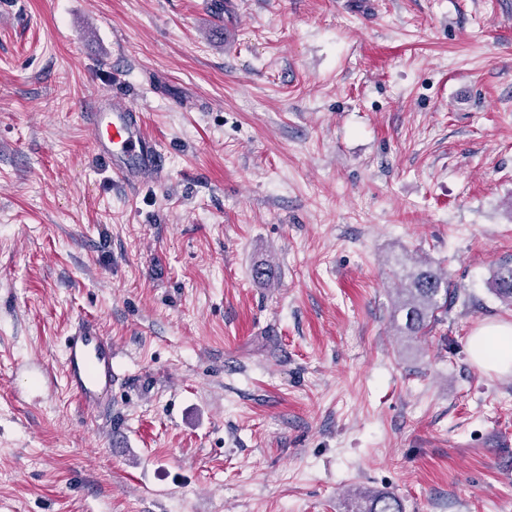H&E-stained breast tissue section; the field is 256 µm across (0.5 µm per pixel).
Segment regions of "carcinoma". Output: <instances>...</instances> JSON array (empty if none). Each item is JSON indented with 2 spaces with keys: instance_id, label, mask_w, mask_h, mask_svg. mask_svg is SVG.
I'll return each instance as SVG.
<instances>
[{
  "instance_id": "1",
  "label": "carcinoma",
  "mask_w": 512,
  "mask_h": 512,
  "mask_svg": "<svg viewBox=\"0 0 512 512\" xmlns=\"http://www.w3.org/2000/svg\"><path fill=\"white\" fill-rule=\"evenodd\" d=\"M406 280L397 311L405 314L408 335L417 336L439 321L438 313L448 311L450 284L448 278L423 266L410 272ZM495 292L503 301L512 303L511 262L497 267ZM365 512H403V508L396 495L387 494L370 498Z\"/></svg>"
}]
</instances>
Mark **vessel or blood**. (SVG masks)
Returning <instances> with one entry per match:
<instances>
[{
    "mask_svg": "<svg viewBox=\"0 0 512 512\" xmlns=\"http://www.w3.org/2000/svg\"><path fill=\"white\" fill-rule=\"evenodd\" d=\"M95 156L127 187L157 181L165 157L158 142L143 129L132 102L115 94L98 96L86 109ZM66 388L82 407L98 411L112 397L113 347L100 328L80 325L66 336L63 353Z\"/></svg>",
    "mask_w": 512,
    "mask_h": 512,
    "instance_id": "1",
    "label": "vessel or blood"
}]
</instances>
